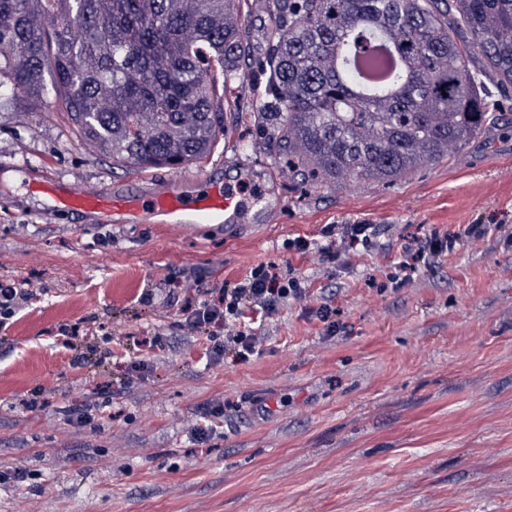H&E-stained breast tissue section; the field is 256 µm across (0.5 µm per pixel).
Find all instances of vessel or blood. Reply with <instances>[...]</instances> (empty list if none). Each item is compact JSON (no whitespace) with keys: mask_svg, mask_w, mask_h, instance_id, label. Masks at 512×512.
<instances>
[{"mask_svg":"<svg viewBox=\"0 0 512 512\" xmlns=\"http://www.w3.org/2000/svg\"><path fill=\"white\" fill-rule=\"evenodd\" d=\"M34 195L47 199L53 212L86 214L105 221L111 218L136 224L144 215L175 219L188 226L195 224H233L240 217L242 201L232 187L212 188L206 192L183 196L177 193L115 194L109 190L87 193L63 185L44 174L28 185Z\"/></svg>","mask_w":512,"mask_h":512,"instance_id":"obj_1","label":"vessel or blood"}]
</instances>
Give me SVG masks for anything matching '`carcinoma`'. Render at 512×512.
Here are the masks:
<instances>
[{"mask_svg": "<svg viewBox=\"0 0 512 512\" xmlns=\"http://www.w3.org/2000/svg\"><path fill=\"white\" fill-rule=\"evenodd\" d=\"M244 0H0L8 92L61 104L118 166L179 169L223 127L218 76L245 55ZM278 23L270 139L312 183L391 185L452 157L499 119L512 87V0H266ZM389 43L402 62L365 80Z\"/></svg>", "mask_w": 512, "mask_h": 512, "instance_id": "1", "label": "carcinoma"}]
</instances>
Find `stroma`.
<instances>
[{
	"mask_svg": "<svg viewBox=\"0 0 512 512\" xmlns=\"http://www.w3.org/2000/svg\"><path fill=\"white\" fill-rule=\"evenodd\" d=\"M242 27L224 131L177 170L113 165L54 99L0 102V281L37 287L0 326V465L31 475L0 485V512H512V90L496 94L499 126L452 159L390 186L314 185L269 144L271 16ZM41 173L121 193L227 180L244 209L234 224H96L46 211L25 189ZM328 224L380 234L335 261L288 249ZM475 224L482 237L392 287L406 245ZM261 265L292 269L307 301L256 319L259 353L212 362L209 339L179 327L186 302ZM85 404L94 422L72 425Z\"/></svg>",
	"mask_w": 512,
	"mask_h": 512,
	"instance_id": "obj_1",
	"label": "stroma"
}]
</instances>
